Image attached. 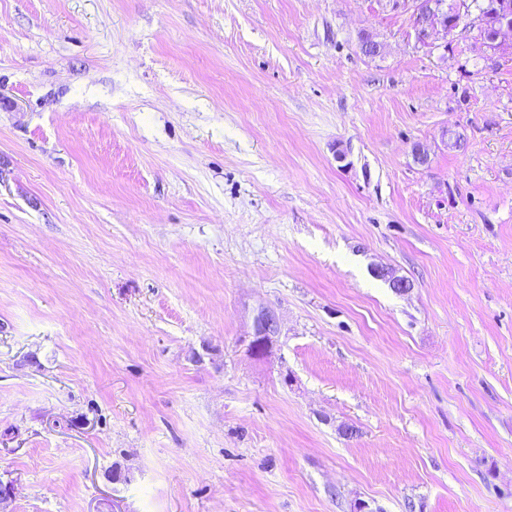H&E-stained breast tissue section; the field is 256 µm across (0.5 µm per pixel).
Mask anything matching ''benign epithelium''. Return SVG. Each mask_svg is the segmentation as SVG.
<instances>
[{"mask_svg":"<svg viewBox=\"0 0 512 512\" xmlns=\"http://www.w3.org/2000/svg\"><path fill=\"white\" fill-rule=\"evenodd\" d=\"M410 10L413 19L414 38L417 46L427 49H447L448 43H437L438 36L448 35L452 26L476 23L482 33L480 49L489 57L512 56V0H495L493 8L475 13L472 0H454L452 9L444 7L443 0H395ZM375 275L388 283L398 294L414 288L409 279L397 275L396 271L383 266L375 268ZM254 336L249 341L252 355L267 352L274 339L276 321L270 315L253 324Z\"/></svg>","mask_w":512,"mask_h":512,"instance_id":"1","label":"benign epithelium"}]
</instances>
